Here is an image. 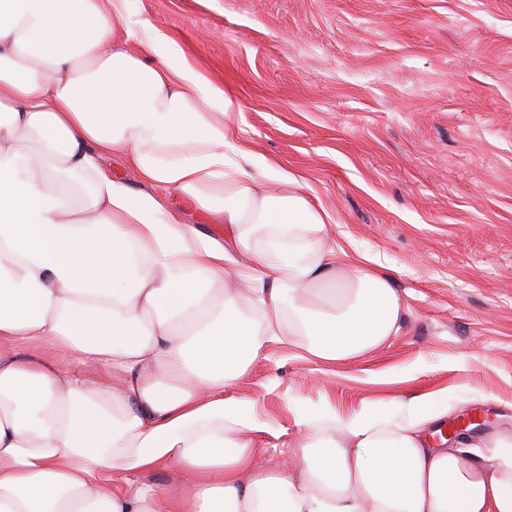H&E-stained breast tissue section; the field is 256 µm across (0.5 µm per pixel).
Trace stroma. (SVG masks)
<instances>
[{
	"label": "stroma",
	"instance_id": "35a3bbf8",
	"mask_svg": "<svg viewBox=\"0 0 512 512\" xmlns=\"http://www.w3.org/2000/svg\"><path fill=\"white\" fill-rule=\"evenodd\" d=\"M234 94L240 141L304 176L403 296L396 336L316 362L267 344L228 389L292 460L297 410L447 398L469 438L512 433V0H128ZM484 394L481 402L471 393Z\"/></svg>",
	"mask_w": 512,
	"mask_h": 512
}]
</instances>
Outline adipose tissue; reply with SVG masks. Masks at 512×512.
Instances as JSON below:
<instances>
[{
	"label": "adipose tissue",
	"mask_w": 512,
	"mask_h": 512,
	"mask_svg": "<svg viewBox=\"0 0 512 512\" xmlns=\"http://www.w3.org/2000/svg\"><path fill=\"white\" fill-rule=\"evenodd\" d=\"M236 109L126 0H0V512H512V435L434 443L448 405L418 396L398 422L301 410L293 463L265 465L225 388L290 336L356 359L403 299Z\"/></svg>",
	"instance_id": "1"
}]
</instances>
